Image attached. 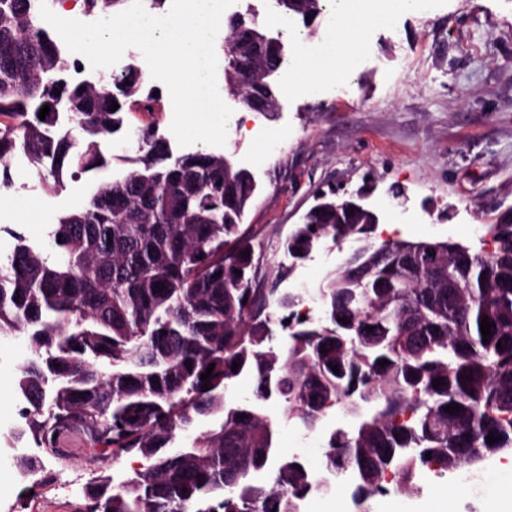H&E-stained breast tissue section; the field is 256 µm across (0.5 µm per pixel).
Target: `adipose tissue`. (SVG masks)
Here are the masks:
<instances>
[{"instance_id": "obj_1", "label": "adipose tissue", "mask_w": 512, "mask_h": 512, "mask_svg": "<svg viewBox=\"0 0 512 512\" xmlns=\"http://www.w3.org/2000/svg\"><path fill=\"white\" fill-rule=\"evenodd\" d=\"M331 19L337 39L311 45L298 42L291 66L293 77L288 92L315 96L324 83L344 86L355 70L360 43L357 32L368 25L386 26L399 15L425 10L429 0H385L382 11L362 14L354 0H330Z\"/></svg>"}]
</instances>
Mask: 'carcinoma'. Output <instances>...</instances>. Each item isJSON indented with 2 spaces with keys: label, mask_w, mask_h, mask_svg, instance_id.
Returning <instances> with one entry per match:
<instances>
[{
  "label": "carcinoma",
  "mask_w": 512,
  "mask_h": 512,
  "mask_svg": "<svg viewBox=\"0 0 512 512\" xmlns=\"http://www.w3.org/2000/svg\"><path fill=\"white\" fill-rule=\"evenodd\" d=\"M123 2L85 7L112 16ZM40 3L0 0V190L12 186L19 151L49 163L40 176L55 183L66 168L107 169L95 144L75 149L62 127L107 137L123 128L132 98L147 96L134 66L94 86L76 78L78 62L42 24ZM267 6L314 34L327 4ZM228 34L239 62L224 74L225 93L262 87L278 97L287 39L255 45L258 29L240 13ZM134 138L136 167L99 180L82 209L60 217L50 250L13 230L18 244L0 262V336L24 337L28 351L17 437L61 460L63 443L79 438L93 462L143 461L130 477L103 472L87 486L90 512H301L336 471L350 478L353 512H373L392 485L418 494L431 473L481 470L512 454L511 206L485 225L494 243L486 257L451 240L378 243L374 210L317 192L280 247L305 258L326 238L359 243L316 290L324 325L297 315L300 295L257 280L255 255L267 243L242 227L257 190L250 170L204 151L175 156L151 126ZM276 312L293 327L282 350L269 346ZM485 317L494 323L487 343ZM344 319L348 329L336 331ZM237 378L255 383L249 405L227 398ZM272 400L308 430L336 406L354 422L330 431L315 471L280 456L262 410ZM451 403L461 410L445 411ZM197 418L210 427L176 444ZM270 472L271 486L259 484Z\"/></svg>",
  "instance_id": "obj_1"
}]
</instances>
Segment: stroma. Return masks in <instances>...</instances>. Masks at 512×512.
<instances>
[{"label":"stroma","mask_w":512,"mask_h":512,"mask_svg":"<svg viewBox=\"0 0 512 512\" xmlns=\"http://www.w3.org/2000/svg\"><path fill=\"white\" fill-rule=\"evenodd\" d=\"M359 66L340 91L314 97L280 94L276 112L251 113L246 129L229 126L220 151L251 170L258 191L245 225L258 238L285 237L314 202L317 191L367 189L366 203L381 223L401 225V238L450 239L477 251L490 249L483 226L499 205H512V0H431L428 9L368 28ZM173 107L162 94L156 112L126 113L123 128L101 139L120 175L136 156L134 129L154 127L171 137ZM13 185L0 191V257L15 241L47 242L61 215L82 207L95 177L65 173L47 188L31 164L12 166ZM353 243L325 239L292 264L267 249L261 271L280 279L283 293L303 294L312 318L323 315L315 291L352 252ZM27 353L23 338H0V461L10 462L14 416L24 405L16 390V366ZM276 428L281 456L297 454L312 467L324 455L323 431L307 432L288 419L278 401L264 404ZM70 457H44L38 478L0 482V512H87L85 487L100 474L81 443ZM512 473V455L495 459L461 484L451 474L428 482L417 496L378 499L374 512H419L448 490L457 512H485L491 481Z\"/></svg>","instance_id":"stroma-1"}]
</instances>
